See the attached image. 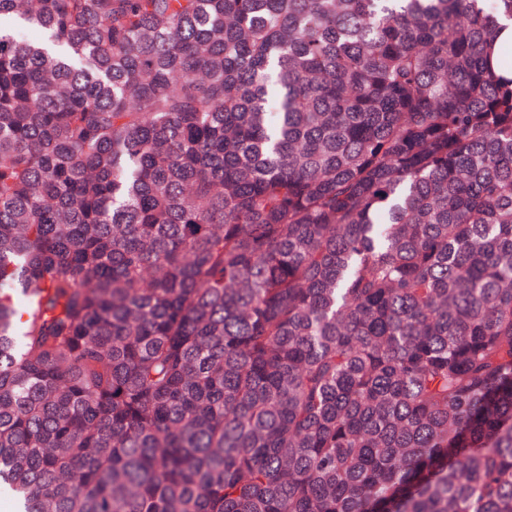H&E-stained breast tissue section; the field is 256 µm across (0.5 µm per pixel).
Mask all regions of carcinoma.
<instances>
[{
    "instance_id": "cac0c4a2",
    "label": "carcinoma",
    "mask_w": 512,
    "mask_h": 512,
    "mask_svg": "<svg viewBox=\"0 0 512 512\" xmlns=\"http://www.w3.org/2000/svg\"><path fill=\"white\" fill-rule=\"evenodd\" d=\"M512 0H0L17 512H512Z\"/></svg>"
}]
</instances>
